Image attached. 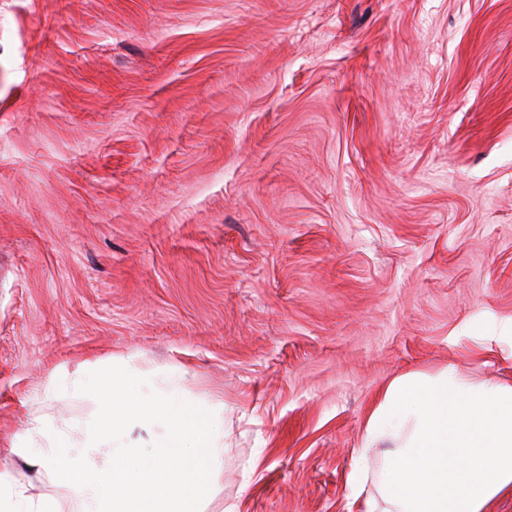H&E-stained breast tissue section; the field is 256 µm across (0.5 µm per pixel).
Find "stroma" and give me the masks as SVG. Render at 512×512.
Masks as SVG:
<instances>
[{"mask_svg":"<svg viewBox=\"0 0 512 512\" xmlns=\"http://www.w3.org/2000/svg\"><path fill=\"white\" fill-rule=\"evenodd\" d=\"M510 318L512 0H0V472L60 512L11 449L75 377L225 404L205 512H346L381 388L511 384Z\"/></svg>","mask_w":512,"mask_h":512,"instance_id":"35a3bbf8","label":"stroma"}]
</instances>
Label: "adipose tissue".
<instances>
[{
    "instance_id": "obj_1",
    "label": "adipose tissue",
    "mask_w": 512,
    "mask_h": 512,
    "mask_svg": "<svg viewBox=\"0 0 512 512\" xmlns=\"http://www.w3.org/2000/svg\"><path fill=\"white\" fill-rule=\"evenodd\" d=\"M510 494L512 384L449 366L384 386L366 416L347 512H491ZM0 512L58 507L0 472Z\"/></svg>"
}]
</instances>
